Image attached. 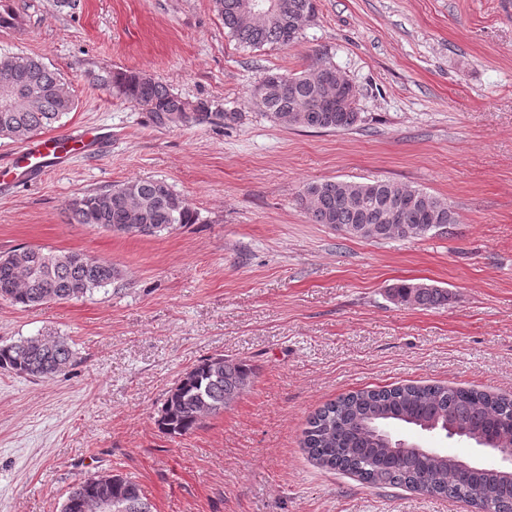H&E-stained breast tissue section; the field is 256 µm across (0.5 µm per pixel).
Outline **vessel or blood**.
Listing matches in <instances>:
<instances>
[{
    "instance_id": "vessel-or-blood-1",
    "label": "vessel or blood",
    "mask_w": 512,
    "mask_h": 512,
    "mask_svg": "<svg viewBox=\"0 0 512 512\" xmlns=\"http://www.w3.org/2000/svg\"><path fill=\"white\" fill-rule=\"evenodd\" d=\"M100 143L97 127L90 125L68 136L51 134L36 137L14 154L9 167L0 170V177L19 181L63 168L73 156L91 154Z\"/></svg>"
}]
</instances>
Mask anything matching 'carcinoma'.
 <instances>
[{
  "mask_svg": "<svg viewBox=\"0 0 512 512\" xmlns=\"http://www.w3.org/2000/svg\"><path fill=\"white\" fill-rule=\"evenodd\" d=\"M250 0H214L227 29L252 47H287L299 39L297 22L315 12V0H278L260 13ZM0 55V80L7 76L37 96L5 110L0 107V138L26 140L52 126L74 109L69 93L54 89L62 77L41 59ZM335 65L316 60L299 73L270 71L255 87L257 104L274 121L289 127L325 132L347 131L361 121L352 85L343 88L347 105L325 104L324 72ZM109 83L127 102L148 113L158 128L204 122L211 108L188 101L160 81L139 71L118 72ZM102 193L85 195L71 204L72 220L114 232L139 224L142 235H159L176 226L194 224L197 213L162 179L132 180ZM300 204L314 224H330L351 237L405 240L440 232L457 223L448 202L420 189L388 180H324L310 183ZM120 272L106 260L78 251L25 246L0 256V298L23 307L50 301L79 300L109 285ZM400 305L438 309L448 304L443 288L402 281L389 290ZM76 352L63 338L48 348L34 336L0 346V369L19 376L51 379L73 365ZM256 368L222 355L201 359L168 391L157 425L166 435L185 436L210 415L226 409L246 391ZM456 426L458 438L479 443L512 445V396L441 384H403L349 393L324 405L307 421L304 447L318 465L358 475L379 487L405 486L432 496L469 502L480 492L489 508L512 503V478L496 468L477 464L459 473L456 457L389 447L379 441L377 427L445 433ZM112 495V512H152L139 484L119 474L87 477L69 488L62 512H96L100 491Z\"/></svg>",
  "mask_w": 512,
  "mask_h": 512,
  "instance_id": "obj_1",
  "label": "carcinoma"
}]
</instances>
